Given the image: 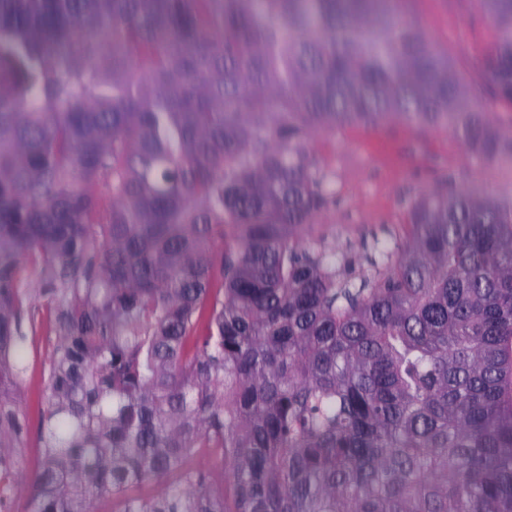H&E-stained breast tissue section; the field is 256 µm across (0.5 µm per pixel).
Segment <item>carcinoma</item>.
Returning a JSON list of instances; mask_svg holds the SVG:
<instances>
[{"instance_id": "cac0c4a2", "label": "carcinoma", "mask_w": 512, "mask_h": 512, "mask_svg": "<svg viewBox=\"0 0 512 512\" xmlns=\"http://www.w3.org/2000/svg\"><path fill=\"white\" fill-rule=\"evenodd\" d=\"M484 3L512 112V0ZM460 85L392 0H0V499L43 301L32 512H512V200L422 196L359 273L297 236L314 131L512 163Z\"/></svg>"}]
</instances>
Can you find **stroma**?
<instances>
[{"instance_id":"1","label":"stroma","mask_w":512,"mask_h":512,"mask_svg":"<svg viewBox=\"0 0 512 512\" xmlns=\"http://www.w3.org/2000/svg\"><path fill=\"white\" fill-rule=\"evenodd\" d=\"M399 10L447 54L469 91L486 99L488 122L512 136V112L501 111L489 99L485 60L495 46L496 32L483 0H402ZM305 148L315 157L331 200L299 235L334 252L345 270L363 243L393 248L408 221L411 202L422 193L452 186L512 197L511 164L479 163L460 138L401 118L372 127L321 130L309 137ZM55 326L53 314H40L29 345L36 362L17 393L26 434L13 512H30L24 478L34 472L42 456L37 427L44 408L43 366L49 352L40 339L53 335Z\"/></svg>"}]
</instances>
